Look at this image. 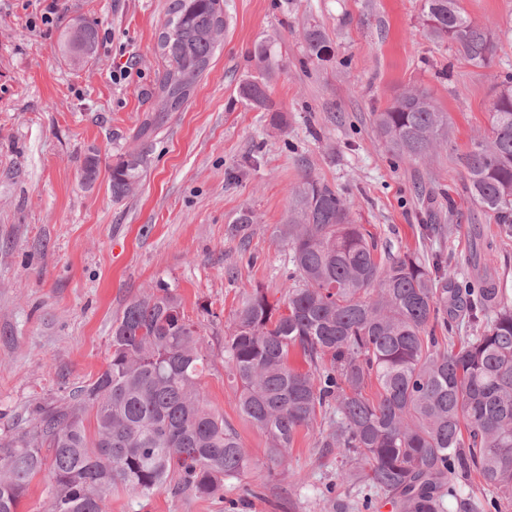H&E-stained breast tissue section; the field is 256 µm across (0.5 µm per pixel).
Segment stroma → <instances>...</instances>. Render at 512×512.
Wrapping results in <instances>:
<instances>
[{
  "label": "stroma",
  "instance_id": "1",
  "mask_svg": "<svg viewBox=\"0 0 512 512\" xmlns=\"http://www.w3.org/2000/svg\"><path fill=\"white\" fill-rule=\"evenodd\" d=\"M167 3L0 0V432L102 370L127 301L163 281L200 327L207 402L252 467L208 498L120 489L106 512H326L333 487L352 512H388L389 499L365 485H338L342 461L323 448V425L296 436L285 480L269 476L267 437L240 415L224 374V332L251 289L280 298L288 249L273 230L307 176L353 201L382 255L439 253L512 297V238L468 199L451 158L490 133L493 96L512 73V0H463L493 30L489 67L427 33L423 0H223L227 26L209 69L151 136L139 185L116 201L112 165L136 147L152 109ZM78 17L96 23L98 39L93 59L73 66L57 42ZM312 24L332 47L317 64L303 41ZM265 40L282 68L260 109L240 89L259 78L252 52ZM123 63L126 79L113 80ZM405 88L430 93L450 135L449 147L410 164L371 120ZM91 149L99 174L87 187L80 166ZM245 210L256 220L242 234Z\"/></svg>",
  "mask_w": 512,
  "mask_h": 512
}]
</instances>
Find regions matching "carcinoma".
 <instances>
[{
	"label": "carcinoma",
	"mask_w": 512,
	"mask_h": 512,
	"mask_svg": "<svg viewBox=\"0 0 512 512\" xmlns=\"http://www.w3.org/2000/svg\"><path fill=\"white\" fill-rule=\"evenodd\" d=\"M422 16L431 37L475 66L491 65L494 38L460 0H424ZM225 27L223 0H169L156 105L136 140L146 142L187 103ZM96 39V23L84 19L78 34L64 31L60 49L71 63H86ZM303 40L309 60H325L330 45L319 26L307 27ZM253 59L265 74L279 67L268 41ZM241 95L265 107L266 80L246 83ZM373 124L408 162L448 144V114L424 90L402 91L373 113ZM148 153L144 146L112 165L114 199L139 184ZM454 162L472 203L512 237V75L493 100L491 135ZM99 163L93 149L84 156L83 184L94 183ZM352 208L316 179L292 189L277 228L288 245V286L274 302L253 289L224 333V371L237 386L239 413L267 436L270 470L282 475L299 430L321 419L329 427L322 447L351 463L339 482L391 495L400 512H441L440 490L457 496L458 474L471 471L511 504L512 299L440 256L382 258ZM463 327L470 335L460 345H440L436 330ZM209 366L171 286L158 282L136 295L112 323L105 369L67 401L39 408L27 429L0 436V512H18L31 478L47 466V512H104L118 487L152 497L175 482L210 497L224 479L244 475L249 462L237 432L206 403L201 377Z\"/></svg>",
	"instance_id": "cac0c4a2"
}]
</instances>
